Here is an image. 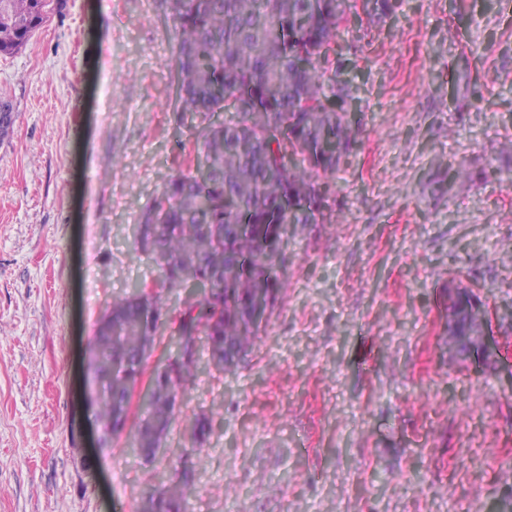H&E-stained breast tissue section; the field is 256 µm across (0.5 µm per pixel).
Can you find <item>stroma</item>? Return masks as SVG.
I'll use <instances>...</instances> for the list:
<instances>
[{
	"mask_svg": "<svg viewBox=\"0 0 512 512\" xmlns=\"http://www.w3.org/2000/svg\"><path fill=\"white\" fill-rule=\"evenodd\" d=\"M391 5L339 28L357 144L282 247L259 341L180 390L150 460L105 432L91 351L112 302L159 282L132 229L199 156L175 24L158 0H66L0 54V512H141L186 465V512H512V0ZM456 286L494 358L452 347Z\"/></svg>",
	"mask_w": 512,
	"mask_h": 512,
	"instance_id": "35a3bbf8",
	"label": "stroma"
}]
</instances>
